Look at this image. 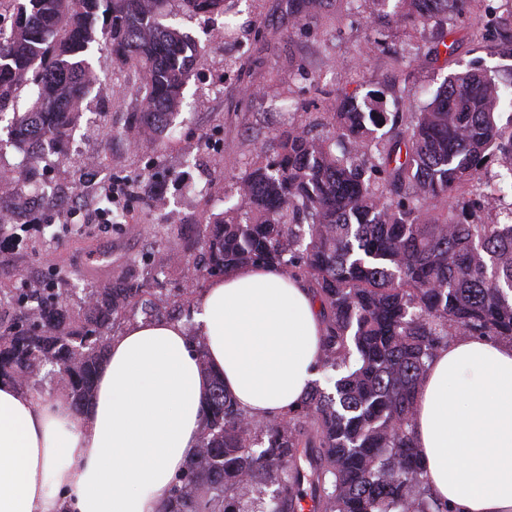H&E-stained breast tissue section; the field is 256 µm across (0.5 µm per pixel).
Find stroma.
I'll list each match as a JSON object with an SVG mask.
<instances>
[{"label": "stroma", "instance_id": "stroma-1", "mask_svg": "<svg viewBox=\"0 0 512 512\" xmlns=\"http://www.w3.org/2000/svg\"><path fill=\"white\" fill-rule=\"evenodd\" d=\"M167 10V24L189 32L203 52L184 90L176 133L129 132L142 73L97 51V83L71 140L98 166L52 155L35 170L39 182L79 186L86 200L99 195L103 182L148 178L159 182L157 196L145 204L125 198L127 218L109 232L62 231L46 246L39 225L50 213L42 197H28L26 223L0 238V285L52 275L82 288L121 276L146 280L159 257L171 254L175 260L159 280L174 297L188 278V259L202 252L204 225L224 210L235 178L273 148L276 131L303 122L313 135H332L331 114L348 96H379L384 111L414 112L447 76L472 68L512 82V32L482 40L475 10L454 22L455 53L433 61L416 49L432 44L441 27L395 24L372 0H323L306 17L289 0H229L223 14L210 18L184 15L176 0ZM220 27L226 40L212 36ZM86 200L80 210H87Z\"/></svg>", "mask_w": 512, "mask_h": 512}]
</instances>
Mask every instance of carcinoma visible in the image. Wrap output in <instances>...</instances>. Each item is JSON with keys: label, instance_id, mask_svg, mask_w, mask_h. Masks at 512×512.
I'll list each match as a JSON object with an SVG mask.
<instances>
[{"label": "carcinoma", "instance_id": "carcinoma-1", "mask_svg": "<svg viewBox=\"0 0 512 512\" xmlns=\"http://www.w3.org/2000/svg\"><path fill=\"white\" fill-rule=\"evenodd\" d=\"M167 2L0 0L10 13L0 28V153L16 148L33 168L45 147L69 140L92 91L96 46L117 66H140L146 91L133 127L164 133L200 62L191 36L163 22ZM375 2L425 27L482 0ZM179 3L194 16L224 11V0ZM499 107L479 70L448 76L406 118L346 98L332 138L292 125L237 177L233 204L205 225L183 292L193 294L200 274L254 263L305 283L322 306L326 385L287 415L257 421L212 375L199 450L161 512H297L307 497L313 512H448L428 490L411 423L417 388L449 337L512 340V132L498 126ZM26 179L7 181L18 217ZM465 196L488 221L464 222L442 205ZM74 295L65 279L0 288V380L42 391V372L64 370L67 404L79 412L92 404L114 323L163 313L133 278Z\"/></svg>", "mask_w": 512, "mask_h": 512}]
</instances>
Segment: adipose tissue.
I'll return each mask as SVG.
<instances>
[{
  "label": "adipose tissue",
  "instance_id": "1",
  "mask_svg": "<svg viewBox=\"0 0 512 512\" xmlns=\"http://www.w3.org/2000/svg\"><path fill=\"white\" fill-rule=\"evenodd\" d=\"M195 308L209 369L182 322L139 320L111 338L88 414L0 381V512H160L198 450L209 371L257 419L304 399L322 317L301 282L238 267ZM415 401L432 496L450 512H512V342L453 337Z\"/></svg>",
  "mask_w": 512,
  "mask_h": 512
}]
</instances>
